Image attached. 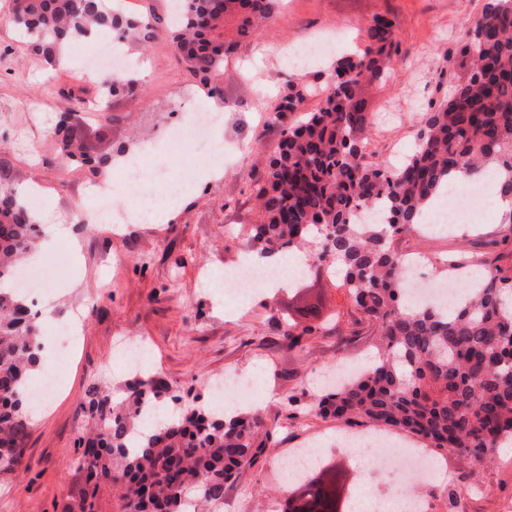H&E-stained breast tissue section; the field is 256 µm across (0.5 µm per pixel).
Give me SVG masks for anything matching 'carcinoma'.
Segmentation results:
<instances>
[{"label": "carcinoma", "mask_w": 512, "mask_h": 512, "mask_svg": "<svg viewBox=\"0 0 512 512\" xmlns=\"http://www.w3.org/2000/svg\"><path fill=\"white\" fill-rule=\"evenodd\" d=\"M175 18L153 11L126 14L117 0H9L12 24L53 67L63 48L101 33L119 32L146 51L165 32L177 57L212 99L224 100V59L240 43L265 32L279 0H178ZM483 34L461 35L462 74L448 95L422 113L414 150L393 168L367 152L365 112L370 88L398 53L393 19L376 15L367 43L336 59L325 88L291 87L275 108L282 126L276 154L255 181L261 219L251 225L252 249L267 257L312 245L308 274L343 273L355 312L350 336L367 327L378 360L346 384L314 400L286 396L289 414L311 410L350 429L401 431L425 447L477 463L512 442V268L459 250L444 264L483 273L451 311L409 307L401 285V254L390 240L415 230L458 170L472 178L492 171L496 192L512 198V0H485ZM236 34L227 36L228 22ZM95 97L79 87L65 94L53 139L60 162L96 176L108 158L91 156L71 123L72 104L102 112L112 99L133 96L130 74L101 73ZM318 105L305 109L308 97ZM28 189L0 163V476L22 463L31 420L26 390L40 367L36 317L14 273L43 234L29 209ZM287 350H300L323 325L279 324ZM91 428L81 432L78 486L61 512H100L109 490L121 512H197L224 499L227 484L278 448L256 411L224 415L196 395L184 400L160 377L136 376L124 397L92 386L81 404ZM345 479L323 465L291 487L278 512H350Z\"/></svg>", "instance_id": "carcinoma-1"}]
</instances>
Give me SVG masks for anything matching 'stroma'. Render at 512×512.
<instances>
[{"label": "stroma", "mask_w": 512, "mask_h": 512, "mask_svg": "<svg viewBox=\"0 0 512 512\" xmlns=\"http://www.w3.org/2000/svg\"><path fill=\"white\" fill-rule=\"evenodd\" d=\"M483 0H280L276 21L267 33L243 43L224 61V99L196 91L197 107L223 116L224 176L195 184L194 196L178 217L166 224L131 222L122 234L100 223L67 225L60 242L40 245L36 258L52 257L57 267L54 318L70 317L81 307V342L59 371L42 368L34 382L56 378L59 390L44 410L34 412L24 439L20 468L0 479V512H60L75 483L78 438L86 417L79 408L89 387L100 380L122 393L131 375L118 355L122 346L144 345L150 369L184 393H207L209 383L227 372L251 378L252 402L265 425L276 427L285 448L311 440L332 442L346 427L307 413L287 418L283 400L290 391L319 393L325 373L343 359L367 361L375 354L374 337L350 342L313 339L300 351L282 347L272 314L309 324L302 297L319 306L320 318L336 317L347 328L353 307L340 278L325 276L268 292L242 303L210 290L209 282L248 255L247 232L259 220V206L249 175L273 156L281 139L274 108L288 83L324 87L336 56L362 47L365 27L374 15L395 21L400 53L369 97L367 149L373 161L389 167L416 143L420 116L429 102L444 98L455 72L460 30L481 13ZM336 38L333 52L293 62L287 48ZM130 71L141 80L131 97L114 99L106 112L81 108L76 114L93 153L163 154L159 133L181 117L180 102L192 76L174 60L165 41L148 51H128ZM54 71L0 22V161H8L21 183L39 187L41 212L56 219L78 211L89 200L95 178L62 165L51 130L68 88L83 85L74 57ZM505 228L497 210L459 225L447 234L396 237L398 252L423 259L421 276L434 280L442 269L439 256L451 250L486 253L512 267V251L493 247ZM470 489V512H501L512 502V446L497 449L487 465L475 466L447 456L420 487L431 512H448L441 495L449 477ZM287 482L280 456L269 454L241 471L225 494L249 500L250 512H267L269 502L283 500Z\"/></svg>", "instance_id": "obj_1"}]
</instances>
